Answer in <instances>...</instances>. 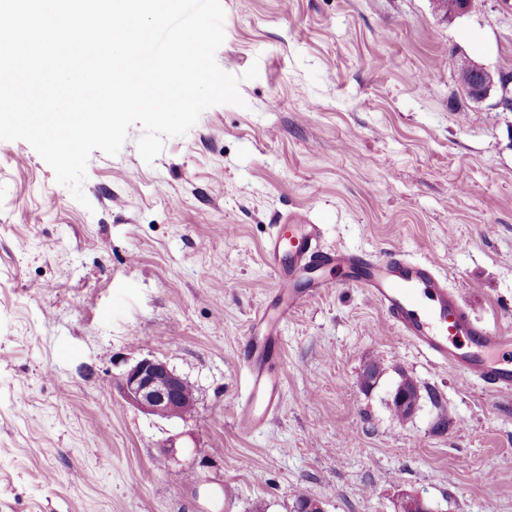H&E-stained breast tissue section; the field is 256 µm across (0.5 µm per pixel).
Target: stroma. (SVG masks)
I'll list each match as a JSON object with an SVG mask.
<instances>
[{
  "label": "stroma",
  "mask_w": 512,
  "mask_h": 512,
  "mask_svg": "<svg viewBox=\"0 0 512 512\" xmlns=\"http://www.w3.org/2000/svg\"><path fill=\"white\" fill-rule=\"evenodd\" d=\"M221 3L215 59L244 106L206 109L150 163L132 125L91 154L83 204L0 141V512H396L403 492L512 512V394L434 363L354 285L289 316L281 409L234 426L239 346L275 285L261 247L291 212L326 248L436 259L473 316L512 327V112L471 99L453 53L512 71V0L450 21L431 0ZM146 357L192 384L190 416L122 398ZM404 375L422 399L402 420Z\"/></svg>",
  "instance_id": "stroma-1"
}]
</instances>
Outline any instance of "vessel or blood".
<instances>
[{
    "instance_id": "1",
    "label": "vessel or blood",
    "mask_w": 512,
    "mask_h": 512,
    "mask_svg": "<svg viewBox=\"0 0 512 512\" xmlns=\"http://www.w3.org/2000/svg\"><path fill=\"white\" fill-rule=\"evenodd\" d=\"M275 279L269 301L258 308L239 349L247 392L235 416L245 435L262 430L279 411L287 367L281 357V327L298 307L330 288L321 268L340 272L342 281L365 288L398 335L438 364L457 371L482 389L512 393V330L475 319L434 259L412 260L326 249L319 225L289 214L262 247Z\"/></svg>"
}]
</instances>
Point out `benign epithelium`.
<instances>
[{"mask_svg": "<svg viewBox=\"0 0 512 512\" xmlns=\"http://www.w3.org/2000/svg\"><path fill=\"white\" fill-rule=\"evenodd\" d=\"M501 72L492 71L473 62L471 81L467 83L471 96L483 101L493 96L495 106L505 108L512 104V96ZM189 381L169 365L156 358H143L130 366L121 376L119 389L123 399L133 407L164 419L182 418L188 406Z\"/></svg>", "mask_w": 512, "mask_h": 512, "instance_id": "benign-epithelium-1", "label": "benign epithelium"}]
</instances>
